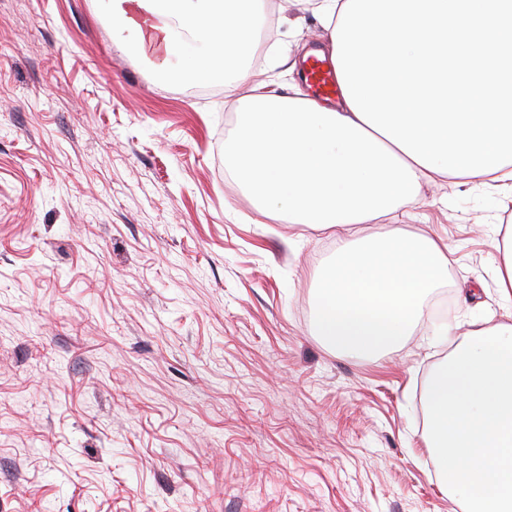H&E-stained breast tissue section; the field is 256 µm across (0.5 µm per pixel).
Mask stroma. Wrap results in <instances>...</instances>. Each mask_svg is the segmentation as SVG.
Instances as JSON below:
<instances>
[{"instance_id":"35a3bbf8","label":"stroma","mask_w":512,"mask_h":512,"mask_svg":"<svg viewBox=\"0 0 512 512\" xmlns=\"http://www.w3.org/2000/svg\"><path fill=\"white\" fill-rule=\"evenodd\" d=\"M262 31L279 93L327 44L295 0ZM192 85L100 0H0V512H461L425 396L472 325L512 324L490 268L512 201L450 179L335 236L259 213L224 174L249 85ZM393 225L455 260L406 341L347 355L314 331L317 275Z\"/></svg>"}]
</instances>
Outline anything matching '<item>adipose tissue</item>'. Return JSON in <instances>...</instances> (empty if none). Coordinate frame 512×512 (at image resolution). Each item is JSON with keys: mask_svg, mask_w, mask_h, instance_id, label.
Returning <instances> with one entry per match:
<instances>
[{"mask_svg": "<svg viewBox=\"0 0 512 512\" xmlns=\"http://www.w3.org/2000/svg\"><path fill=\"white\" fill-rule=\"evenodd\" d=\"M158 72L179 79L250 76L264 0H101ZM224 138V173L261 210L289 223L332 230L368 224L412 202L437 173L362 122L346 101L332 105L294 90L257 91L235 107ZM492 274L512 306V224L493 227ZM447 243L394 228L374 240H342L322 269L316 333L362 357L397 345L421 319L425 298L447 277Z\"/></svg>", "mask_w": 512, "mask_h": 512, "instance_id": "1", "label": "adipose tissue"}]
</instances>
